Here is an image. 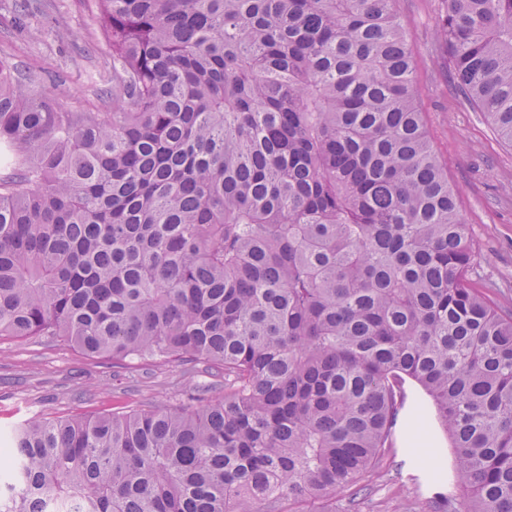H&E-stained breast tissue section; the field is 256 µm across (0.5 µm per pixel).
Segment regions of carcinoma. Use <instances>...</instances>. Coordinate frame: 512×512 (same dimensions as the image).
<instances>
[{
	"instance_id": "obj_1",
	"label": "carcinoma",
	"mask_w": 512,
	"mask_h": 512,
	"mask_svg": "<svg viewBox=\"0 0 512 512\" xmlns=\"http://www.w3.org/2000/svg\"><path fill=\"white\" fill-rule=\"evenodd\" d=\"M393 3L98 0L110 112L0 58V337L224 370L25 422L0 512H332L403 412L448 438V512H512V316L474 287ZM439 30L512 144V0H448Z\"/></svg>"
}]
</instances>
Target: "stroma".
Wrapping results in <instances>:
<instances>
[{"mask_svg": "<svg viewBox=\"0 0 512 512\" xmlns=\"http://www.w3.org/2000/svg\"><path fill=\"white\" fill-rule=\"evenodd\" d=\"M447 0H395L414 49L418 106L432 145L458 191L460 211L480 264L475 283L499 312L512 315V146L460 93L438 27ZM0 56L37 76L48 97L69 109L107 111L100 93L112 84V51L94 0H35L19 18L15 0H0ZM192 390L177 367L137 361L113 366L59 338L0 339V434L33 418L94 417L163 407ZM397 431L395 453L376 464L355 512H409L437 491L431 472L453 479V454L431 429L417 430L420 461Z\"/></svg>", "mask_w": 512, "mask_h": 512, "instance_id": "35a3bbf8", "label": "stroma"}]
</instances>
